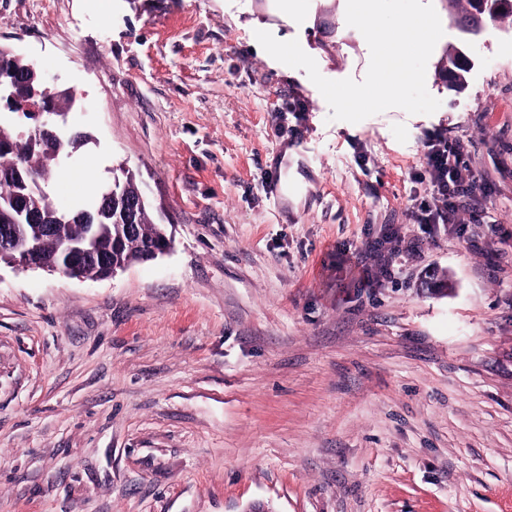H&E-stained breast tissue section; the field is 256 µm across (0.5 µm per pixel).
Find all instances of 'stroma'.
Returning a JSON list of instances; mask_svg holds the SVG:
<instances>
[{
	"mask_svg": "<svg viewBox=\"0 0 512 512\" xmlns=\"http://www.w3.org/2000/svg\"><path fill=\"white\" fill-rule=\"evenodd\" d=\"M432 3L440 108L353 124L252 45L362 81L346 0H0V46L77 92L61 207L123 166L173 239L0 267V512H512V16ZM433 138L472 173L451 224L411 216Z\"/></svg>",
	"mask_w": 512,
	"mask_h": 512,
	"instance_id": "1",
	"label": "stroma"
}]
</instances>
